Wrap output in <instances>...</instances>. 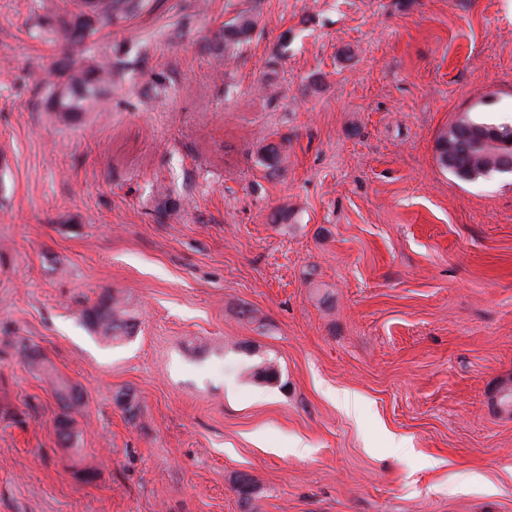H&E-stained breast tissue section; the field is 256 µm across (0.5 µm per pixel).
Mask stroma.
Masks as SVG:
<instances>
[{
    "label": "stroma",
    "mask_w": 512,
    "mask_h": 512,
    "mask_svg": "<svg viewBox=\"0 0 512 512\" xmlns=\"http://www.w3.org/2000/svg\"><path fill=\"white\" fill-rule=\"evenodd\" d=\"M74 12L0 0V512H512V173L436 161L512 123V0H150L62 123ZM258 20L249 10H242L224 23V45L244 42L255 29ZM72 65L73 63L61 71L60 77L65 78V81L54 84L49 97L51 112H55L62 121H68L78 112H86L93 108L101 98L102 88L107 84L106 67L103 64L82 59L79 68L73 69ZM62 83L65 90L58 87ZM55 89L56 97H61L65 91L59 100L55 98ZM492 129H497L505 140L512 141V127L507 123L491 124L465 118L442 131L436 144L440 167L463 180H473L497 172H493L492 168L498 157L471 146L478 133H489ZM86 317L103 340L112 342L130 337L133 333L130 328L136 325L128 310L110 293L102 294ZM48 381L51 385V389L56 399L58 400L63 413L61 418L58 421L57 427V435L60 439L61 433L59 430V425L64 420L68 427L75 430V419L73 417V413L77 412L79 408L84 404V396L82 392L73 385L72 392L75 391L77 394L74 396L73 393H70L68 397H63L61 395V386L64 385V381L58 377H54L53 374H48Z\"/></svg>",
    "instance_id": "1"
}]
</instances>
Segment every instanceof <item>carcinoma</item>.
<instances>
[{"mask_svg": "<svg viewBox=\"0 0 512 512\" xmlns=\"http://www.w3.org/2000/svg\"><path fill=\"white\" fill-rule=\"evenodd\" d=\"M148 0H77L76 21L60 19V26L66 34L70 47L83 45L94 32L97 24L111 22L120 17L134 16L144 10ZM258 20L248 10H242L224 22V47L244 42L255 29ZM106 67L89 59L80 61V67L67 66L61 71L65 78V94L57 99L49 97L51 111L62 121H67L79 112L94 107L100 100L101 90L107 84ZM498 130L506 140H512V128L508 124H491L472 119H461L448 130L441 132L437 139V162L444 170L452 172L463 180H473L493 173L498 157L471 146L472 140L482 131ZM95 332L106 341H118L132 335L134 318L119 300L110 293L101 295L99 302L86 314ZM48 381L63 413L61 419L68 427L75 428L73 413L84 404V396L77 387L75 394L61 395L64 381L48 374Z\"/></svg>", "mask_w": 512, "mask_h": 512, "instance_id": "cac0c4a2", "label": "carcinoma"}]
</instances>
